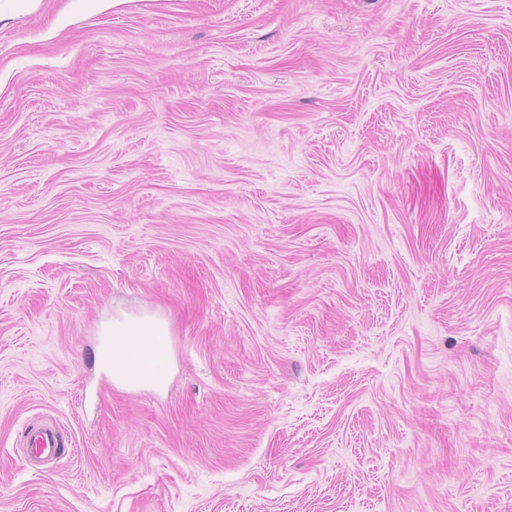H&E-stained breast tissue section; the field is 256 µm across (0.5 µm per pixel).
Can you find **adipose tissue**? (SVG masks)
I'll list each match as a JSON object with an SVG mask.
<instances>
[{
	"label": "adipose tissue",
	"instance_id": "1",
	"mask_svg": "<svg viewBox=\"0 0 512 512\" xmlns=\"http://www.w3.org/2000/svg\"><path fill=\"white\" fill-rule=\"evenodd\" d=\"M107 333L112 338L113 374L133 370L139 375V383L155 384L152 370L167 358L155 342L161 333L160 324L150 317L129 318L113 322Z\"/></svg>",
	"mask_w": 512,
	"mask_h": 512
}]
</instances>
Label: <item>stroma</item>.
Returning <instances> with one entry per match:
<instances>
[{"instance_id": "stroma-1", "label": "stroma", "mask_w": 512, "mask_h": 512, "mask_svg": "<svg viewBox=\"0 0 512 512\" xmlns=\"http://www.w3.org/2000/svg\"><path fill=\"white\" fill-rule=\"evenodd\" d=\"M0 512H512V0H0ZM105 351L112 350V375L134 369L139 378L129 385L159 386L163 378H155L152 369L166 361V352L159 350L153 336H162L161 324L151 317L113 321L105 333ZM25 453L39 459L47 469L51 468L64 448L59 427L54 422H45L27 429L24 440Z\"/></svg>"}]
</instances>
